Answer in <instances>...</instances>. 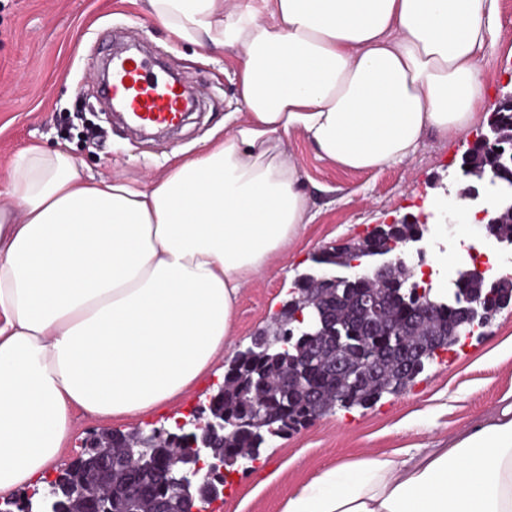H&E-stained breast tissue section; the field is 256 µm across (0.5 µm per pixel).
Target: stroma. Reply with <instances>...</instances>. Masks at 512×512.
<instances>
[{
    "label": "stroma",
    "mask_w": 512,
    "mask_h": 512,
    "mask_svg": "<svg viewBox=\"0 0 512 512\" xmlns=\"http://www.w3.org/2000/svg\"><path fill=\"white\" fill-rule=\"evenodd\" d=\"M501 28L494 50L480 61L489 93L487 110L461 132L425 133L417 151L374 172L336 170L300 133L286 139L297 161L313 219L287 254L243 290L235 310L234 333L225 357L250 345L268 328L295 278L330 245L344 246L375 225L422 221L429 203L459 189L460 165L469 141L486 131L489 111L512 95V0H499ZM160 55L166 68L201 92L204 112L193 114L175 135L142 139L113 121L100 96L97 76L109 48V33ZM235 58L230 52L200 57L143 10L142 0H0V178L28 145L69 142L85 174L144 183L177 158L195 152L209 137L223 136L240 111ZM101 127L106 135L89 139ZM428 240L426 272L432 287L451 288L456 257L468 247L486 253L493 266L512 259V250L489 249L478 225ZM512 305L499 310L486 328L462 339L454 350L428 362L414 383L397 395L349 410L339 409L264 445L254 468L224 481L217 512H282L290 492L336 462L372 452L392 454L410 446L433 448L458 431L493 415L512 392ZM225 367L213 370L190 392L151 415L150 426L174 428L176 420L206 404L222 383Z\"/></svg>",
    "instance_id": "stroma-1"
}]
</instances>
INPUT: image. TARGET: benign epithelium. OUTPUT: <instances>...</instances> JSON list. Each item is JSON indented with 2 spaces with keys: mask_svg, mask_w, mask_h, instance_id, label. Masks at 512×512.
Masks as SVG:
<instances>
[{
  "mask_svg": "<svg viewBox=\"0 0 512 512\" xmlns=\"http://www.w3.org/2000/svg\"><path fill=\"white\" fill-rule=\"evenodd\" d=\"M497 196L492 204L479 211L489 216L500 205L512 199V184L492 182ZM394 225H377L369 231L370 245L364 249H350L340 266L326 268L314 265L311 271L299 276L296 287L290 289L289 299L279 309L281 321L288 325V339L264 343L265 355L273 360L288 355L291 371L282 374L275 382L279 394L286 395L301 382V374L309 368L312 359L328 355L326 364L330 367L338 389L358 387L376 378L382 368L384 352L372 354L358 364L349 359L351 343L349 337L336 329V322L330 313L329 304L313 297L316 289L328 287L336 282L346 284L347 289L333 294V300L351 298L357 301L359 310L374 319L379 335L390 339V334H401L415 330L429 318L439 304L454 308L457 324H473V329L485 326V312L490 310L494 290L473 296L468 301L456 304L458 289H448V294L437 302L438 296L432 288L416 282L407 288L394 291L393 299L402 309L398 322L383 319V303L370 285L384 284L390 271L400 268L414 276L410 258L425 254L423 230L403 237L393 231ZM268 384L266 373L257 370L250 389L254 393L253 416L267 426L266 436L282 434L281 421L286 414L283 408L272 406L264 395ZM179 434H169L171 452L162 456L157 451V431L142 433L139 447L126 448L123 453L103 457L92 452L96 446L91 438L85 445L84 455L88 456L92 472L98 481L107 486L104 500L95 503L97 512H112V474L118 468L134 469L137 472H156L165 476L174 472L177 478L164 480V503L161 512H205V505L220 499L224 494V477L239 470L246 471L254 464L253 456L240 455L231 464L224 462V442L233 439L243 430V421L232 418L217 407L207 408L190 421L177 424ZM98 491L84 481L68 483L55 477L49 481L41 502V512H65L63 498L92 496Z\"/></svg>",
  "mask_w": 512,
  "mask_h": 512,
  "instance_id": "benign-epithelium-1",
  "label": "benign epithelium"
}]
</instances>
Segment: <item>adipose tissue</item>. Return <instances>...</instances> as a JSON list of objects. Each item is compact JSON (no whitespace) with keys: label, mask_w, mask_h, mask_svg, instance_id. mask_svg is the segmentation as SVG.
<instances>
[{"label":"adipose tissue","mask_w":512,"mask_h":512,"mask_svg":"<svg viewBox=\"0 0 512 512\" xmlns=\"http://www.w3.org/2000/svg\"><path fill=\"white\" fill-rule=\"evenodd\" d=\"M200 51L236 53L244 114L147 185L35 145L0 184V494L53 467L73 414L136 420L224 355L243 288L312 219L284 139L381 170L471 125L499 0H144ZM283 512H512V395L442 447L368 453Z\"/></svg>","instance_id":"1"}]
</instances>
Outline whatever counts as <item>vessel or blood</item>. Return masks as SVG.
<instances>
[{
    "label": "vessel or blood",
    "mask_w": 512,
    "mask_h": 512,
    "mask_svg": "<svg viewBox=\"0 0 512 512\" xmlns=\"http://www.w3.org/2000/svg\"><path fill=\"white\" fill-rule=\"evenodd\" d=\"M102 92L120 104L131 123L139 127L168 128L176 125L184 112L180 93L149 74L143 60L113 56L112 79Z\"/></svg>",
    "instance_id": "obj_1"
}]
</instances>
